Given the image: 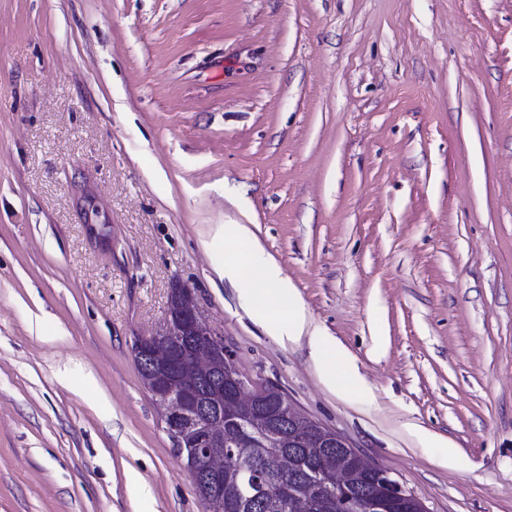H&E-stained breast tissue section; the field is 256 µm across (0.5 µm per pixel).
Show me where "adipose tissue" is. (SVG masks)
Here are the masks:
<instances>
[{
  "label": "adipose tissue",
  "mask_w": 512,
  "mask_h": 512,
  "mask_svg": "<svg viewBox=\"0 0 512 512\" xmlns=\"http://www.w3.org/2000/svg\"><path fill=\"white\" fill-rule=\"evenodd\" d=\"M203 246L213 270L237 286L243 308L267 335L282 341L308 337L322 380L332 392L346 396L364 390L355 364L335 339L311 327L297 289L247 225L219 226Z\"/></svg>",
  "instance_id": "1"
}]
</instances>
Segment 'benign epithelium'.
I'll list each match as a JSON object with an SVG mask.
<instances>
[{
  "instance_id": "benign-epithelium-1",
  "label": "benign epithelium",
  "mask_w": 512,
  "mask_h": 512,
  "mask_svg": "<svg viewBox=\"0 0 512 512\" xmlns=\"http://www.w3.org/2000/svg\"><path fill=\"white\" fill-rule=\"evenodd\" d=\"M131 351L143 372L142 380L162 412L165 429L179 457L200 487L208 512H224L230 499L239 512L256 499L270 498L288 506L292 495L288 477L270 484L258 480L249 497L224 483V464L239 448L288 445V426L297 428L299 446L313 454L325 443L343 449L348 442L335 431L300 415L281 389L245 376L234 351L203 316L193 291L176 283L170 289L163 323L147 336H135ZM356 467L371 473L377 491L352 497L345 512H426L386 469L351 454ZM326 478L338 487L352 483L353 470L333 456L322 460Z\"/></svg>"
}]
</instances>
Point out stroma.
Returning <instances> with one entry per match:
<instances>
[{
  "label": "stroma",
  "instance_id": "stroma-1",
  "mask_svg": "<svg viewBox=\"0 0 512 512\" xmlns=\"http://www.w3.org/2000/svg\"><path fill=\"white\" fill-rule=\"evenodd\" d=\"M222 224L367 395L249 318ZM175 282L427 512H512V0H0V512H206L131 353Z\"/></svg>",
  "mask_w": 512,
  "mask_h": 512
}]
</instances>
